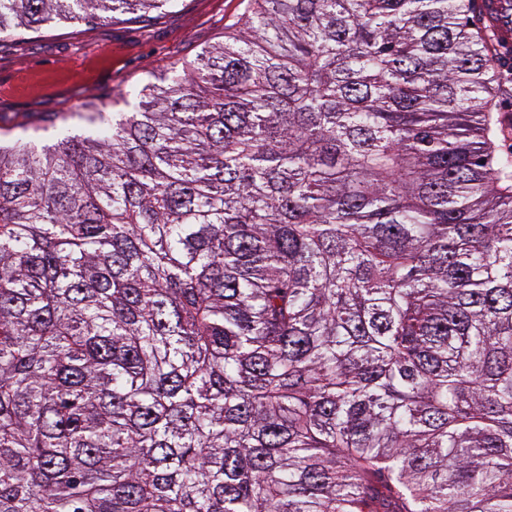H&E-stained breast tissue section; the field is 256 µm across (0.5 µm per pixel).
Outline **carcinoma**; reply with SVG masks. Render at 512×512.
I'll return each instance as SVG.
<instances>
[{
	"instance_id": "carcinoma-1",
	"label": "carcinoma",
	"mask_w": 512,
	"mask_h": 512,
	"mask_svg": "<svg viewBox=\"0 0 512 512\" xmlns=\"http://www.w3.org/2000/svg\"><path fill=\"white\" fill-rule=\"evenodd\" d=\"M178 2L0 0V41ZM484 3L247 0L108 135L0 126V512H512Z\"/></svg>"
}]
</instances>
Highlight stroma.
I'll list each match as a JSON object with an SVG mask.
<instances>
[{"instance_id":"obj_1","label":"stroma","mask_w":512,"mask_h":512,"mask_svg":"<svg viewBox=\"0 0 512 512\" xmlns=\"http://www.w3.org/2000/svg\"><path fill=\"white\" fill-rule=\"evenodd\" d=\"M245 6V0H180L172 13L148 22L54 26L0 42V115L66 112L68 128L83 131L77 114L85 104L124 110L141 79L194 59Z\"/></svg>"}]
</instances>
